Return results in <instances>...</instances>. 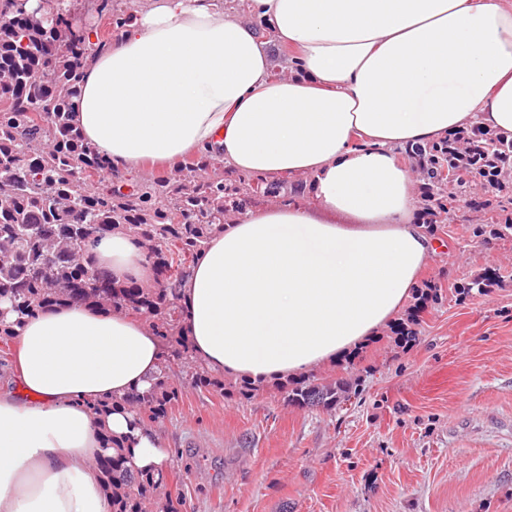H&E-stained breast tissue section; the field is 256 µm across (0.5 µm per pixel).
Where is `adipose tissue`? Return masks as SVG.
<instances>
[{"label": "adipose tissue", "mask_w": 512, "mask_h": 512, "mask_svg": "<svg viewBox=\"0 0 512 512\" xmlns=\"http://www.w3.org/2000/svg\"><path fill=\"white\" fill-rule=\"evenodd\" d=\"M139 0L89 58L72 120L122 173L211 153L303 195L242 210L180 291L193 358L263 385L356 351L392 323L438 246L418 224L412 143L482 126L512 137V0ZM291 62L277 66L276 50ZM113 283L154 282L123 229L87 249ZM0 380V512H111L106 436L167 462L127 409L163 350L148 320L81 304L25 318Z\"/></svg>", "instance_id": "obj_1"}]
</instances>
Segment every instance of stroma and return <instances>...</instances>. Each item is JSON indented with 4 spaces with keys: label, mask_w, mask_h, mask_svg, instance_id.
I'll use <instances>...</instances> for the list:
<instances>
[{
    "label": "stroma",
    "mask_w": 512,
    "mask_h": 512,
    "mask_svg": "<svg viewBox=\"0 0 512 512\" xmlns=\"http://www.w3.org/2000/svg\"><path fill=\"white\" fill-rule=\"evenodd\" d=\"M487 217L436 225L411 345L387 328L313 371L345 385L334 408L182 380L154 425L179 512H512V230L477 235Z\"/></svg>",
    "instance_id": "1"
}]
</instances>
